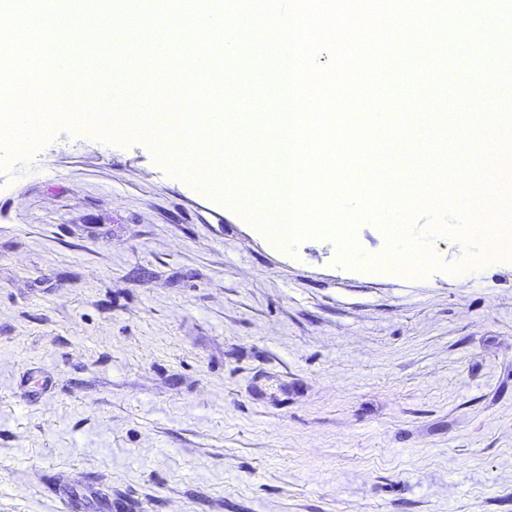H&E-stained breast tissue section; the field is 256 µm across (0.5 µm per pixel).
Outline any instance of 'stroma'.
I'll list each match as a JSON object with an SVG mask.
<instances>
[{
  "mask_svg": "<svg viewBox=\"0 0 512 512\" xmlns=\"http://www.w3.org/2000/svg\"><path fill=\"white\" fill-rule=\"evenodd\" d=\"M282 246L141 135L0 167V512H512V253Z\"/></svg>",
  "mask_w": 512,
  "mask_h": 512,
  "instance_id": "35a3bbf8",
  "label": "stroma"
}]
</instances>
